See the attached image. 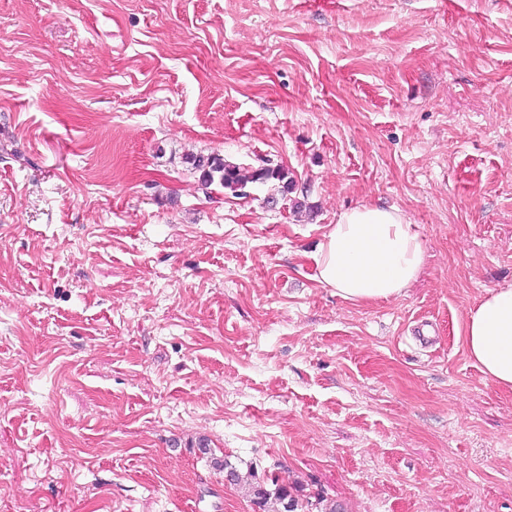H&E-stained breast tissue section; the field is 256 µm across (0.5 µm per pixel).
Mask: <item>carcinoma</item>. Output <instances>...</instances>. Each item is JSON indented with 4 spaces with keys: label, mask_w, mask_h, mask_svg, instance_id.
Here are the masks:
<instances>
[{
    "label": "carcinoma",
    "mask_w": 512,
    "mask_h": 512,
    "mask_svg": "<svg viewBox=\"0 0 512 512\" xmlns=\"http://www.w3.org/2000/svg\"><path fill=\"white\" fill-rule=\"evenodd\" d=\"M186 163L199 173V181L206 187L217 182L222 187L234 191L249 183L277 181L282 184L283 191L291 189L292 181L288 180V172L281 167L250 170L228 164L218 155L201 154L186 157ZM214 465L224 470V476L229 483L248 487L255 498V503L260 507L272 499L278 506L276 512H302L304 508L307 512H344L342 505L328 501L320 495L313 500L300 498L276 476L260 478L252 471L243 476L227 460H217Z\"/></svg>",
    "instance_id": "cac0c4a2"
}]
</instances>
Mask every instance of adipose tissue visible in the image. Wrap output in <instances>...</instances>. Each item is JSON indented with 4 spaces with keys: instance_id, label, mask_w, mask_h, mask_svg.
Returning a JSON list of instances; mask_svg holds the SVG:
<instances>
[{
    "instance_id": "adipose-tissue-1",
    "label": "adipose tissue",
    "mask_w": 512,
    "mask_h": 512,
    "mask_svg": "<svg viewBox=\"0 0 512 512\" xmlns=\"http://www.w3.org/2000/svg\"><path fill=\"white\" fill-rule=\"evenodd\" d=\"M423 258L419 236L403 212L370 205L341 213L312 256L319 281L354 304L399 295ZM460 341L487 380L512 392V287L488 290L469 310Z\"/></svg>"
}]
</instances>
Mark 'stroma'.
<instances>
[{
    "label": "stroma",
    "instance_id": "obj_1",
    "mask_svg": "<svg viewBox=\"0 0 512 512\" xmlns=\"http://www.w3.org/2000/svg\"><path fill=\"white\" fill-rule=\"evenodd\" d=\"M363 204L424 262L357 305L311 255ZM508 287L512 0H0V512H261L216 458L512 512V392L457 338ZM186 163L199 173V181L203 186H210L216 181L223 187L235 191L248 183H282L283 192L291 189L292 181L288 180L287 172L281 167H265L256 170L227 164L220 155H193L185 158Z\"/></svg>",
    "mask_w": 512,
    "mask_h": 512
}]
</instances>
